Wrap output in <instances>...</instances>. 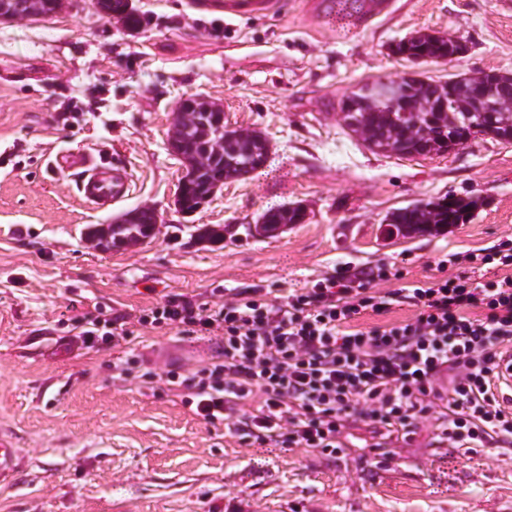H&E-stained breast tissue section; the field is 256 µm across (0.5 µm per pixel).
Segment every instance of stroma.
<instances>
[{
    "label": "stroma",
    "instance_id": "obj_1",
    "mask_svg": "<svg viewBox=\"0 0 512 512\" xmlns=\"http://www.w3.org/2000/svg\"><path fill=\"white\" fill-rule=\"evenodd\" d=\"M331 2L229 19L193 0H129L145 19L129 30L96 0H66L51 18L0 22V433L20 450L0 512H512V447L449 455L431 419L381 451L360 423L335 457L247 446L159 378L205 366L217 343L138 322L167 299L217 307L232 288L278 296L348 267L398 269L376 284L394 290L437 278L448 254L512 237V143L376 154L338 107L412 69L441 82L512 73V0H395L365 25L321 20L317 6ZM418 31L452 34L467 51L416 65L390 54ZM187 97L223 104L228 126L271 146L263 169L189 215L175 205L185 168L168 145ZM61 151L129 166L131 194L87 205L79 170L51 166ZM448 195L478 199L470 220L387 235L395 209ZM280 204L301 207L303 223L249 234ZM138 207L159 217L152 239L118 251L87 240ZM207 229L223 239H203ZM115 316L127 334L118 348L103 337Z\"/></svg>",
    "mask_w": 512,
    "mask_h": 512
}]
</instances>
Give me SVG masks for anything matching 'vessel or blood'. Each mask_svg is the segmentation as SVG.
Listing matches in <instances>:
<instances>
[{"label":"vessel or blood","instance_id":"1","mask_svg":"<svg viewBox=\"0 0 512 512\" xmlns=\"http://www.w3.org/2000/svg\"><path fill=\"white\" fill-rule=\"evenodd\" d=\"M276 0H203L204 7L224 12L225 16L253 15L272 10ZM54 167L78 168L82 171L78 185L80 196L92 206L116 204L132 190L131 176L126 166L99 163L85 152L55 156ZM19 466V451L11 440L0 438V481L10 480Z\"/></svg>","mask_w":512,"mask_h":512}]
</instances>
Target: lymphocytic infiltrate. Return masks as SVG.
I'll return each mask as SVG.
<instances>
[{
    "mask_svg": "<svg viewBox=\"0 0 512 512\" xmlns=\"http://www.w3.org/2000/svg\"><path fill=\"white\" fill-rule=\"evenodd\" d=\"M463 258L473 271L465 279L383 293L373 283L386 270L361 268L274 299L237 292L216 308L168 299L138 322L222 341L219 361L186 376L168 371L166 383L193 415L253 445L333 457L349 420L385 439L431 416L440 443L464 456L512 445V408L495 387L512 343V238ZM485 268L493 278L475 280ZM403 304L414 317L359 324ZM444 374L439 395L433 384Z\"/></svg>",
    "mask_w": 512,
    "mask_h": 512,
    "instance_id": "lymphocytic-infiltrate-1",
    "label": "lymphocytic infiltrate"
}]
</instances>
